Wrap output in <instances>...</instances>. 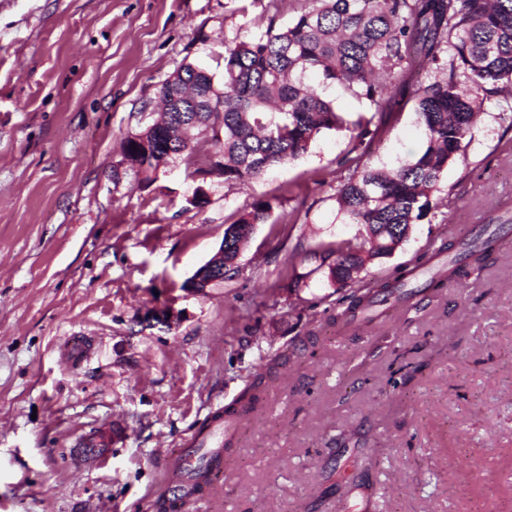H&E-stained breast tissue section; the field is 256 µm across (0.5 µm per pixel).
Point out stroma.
<instances>
[{
	"mask_svg": "<svg viewBox=\"0 0 512 512\" xmlns=\"http://www.w3.org/2000/svg\"><path fill=\"white\" fill-rule=\"evenodd\" d=\"M269 4L0 0V512H176L173 456L249 387L259 401L190 512H512V93L486 100L429 222L364 272L415 269L413 296L347 321L310 251L358 232L336 216L349 132L241 183L208 177L201 208L185 197L203 153L146 189L112 180L162 81L258 37ZM390 95L372 168L424 146L408 88ZM260 199L273 210L242 275L186 288ZM480 234L503 239L486 266L428 287L448 269L423 262L429 244ZM74 334L94 349L71 367ZM106 423L110 465L80 464L76 438Z\"/></svg>",
	"mask_w": 512,
	"mask_h": 512,
	"instance_id": "obj_1",
	"label": "stroma"
}]
</instances>
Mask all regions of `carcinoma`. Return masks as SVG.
Returning a JSON list of instances; mask_svg holds the SVG:
<instances>
[{
  "mask_svg": "<svg viewBox=\"0 0 512 512\" xmlns=\"http://www.w3.org/2000/svg\"><path fill=\"white\" fill-rule=\"evenodd\" d=\"M215 63L213 70L182 64L161 83L163 102L190 83L199 99L193 111L164 112L138 132L153 142L150 155L139 156L128 137L113 180L131 173L148 188L161 161L209 145L215 147L209 166L187 177L244 182L304 154L325 131H351V146L336 161V204L347 223L359 226L358 236L338 250L320 243L311 255L327 267L336 306L346 313L371 312L381 293L412 296L403 290L411 271L377 289L360 274L391 256L413 226L428 219L436 208L433 193L448 165L462 156L465 135L487 97L512 91V0H306L288 24L274 14L259 37L224 44ZM424 63L445 77L421 82L412 92L425 134L422 150L394 170L368 167L365 158L393 116L388 83ZM310 73L367 100L368 114L349 121L306 82ZM272 210L271 201L258 200L224 230V263L214 274L220 283L240 276L241 246ZM495 248L492 237L468 244L448 266V278L483 268Z\"/></svg>",
  "mask_w": 512,
  "mask_h": 512,
  "instance_id": "carcinoma-1",
  "label": "carcinoma"
}]
</instances>
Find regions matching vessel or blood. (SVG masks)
Instances as JSON below:
<instances>
[{"label":"vessel or blood","mask_w":512,"mask_h":512,"mask_svg":"<svg viewBox=\"0 0 512 512\" xmlns=\"http://www.w3.org/2000/svg\"><path fill=\"white\" fill-rule=\"evenodd\" d=\"M223 435V422L213 421L199 428L187 441L185 450L173 458L170 478L183 486L189 500L199 499L209 483L208 477L199 476L196 460H204L213 472L221 468L224 461ZM117 437V431L108 425L83 432L77 440L75 455L80 461L107 467L112 460V447Z\"/></svg>","instance_id":"b4317fda"}]
</instances>
